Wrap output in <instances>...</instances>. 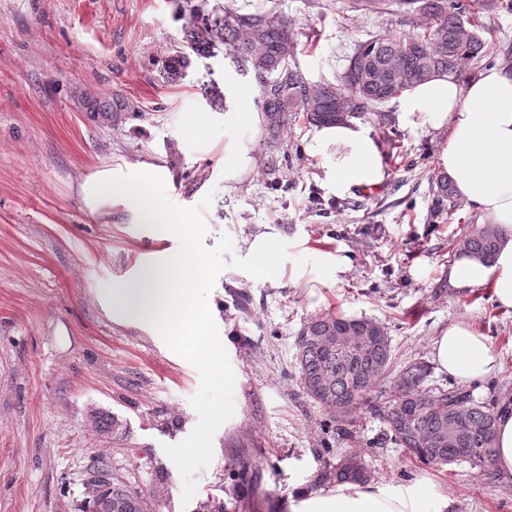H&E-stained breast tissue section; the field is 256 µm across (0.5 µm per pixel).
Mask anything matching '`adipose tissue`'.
Instances as JSON below:
<instances>
[{"label": "adipose tissue", "instance_id": "1", "mask_svg": "<svg viewBox=\"0 0 512 512\" xmlns=\"http://www.w3.org/2000/svg\"><path fill=\"white\" fill-rule=\"evenodd\" d=\"M399 113L411 127L447 131L439 165L451 177L456 198L498 237L492 259L459 252L448 266L449 287L488 289L501 309L512 310V69L495 67L466 80L435 75L403 94ZM264 125V114L257 110L225 113V187L256 171L250 143ZM309 136V154L322 183L336 196L376 188L388 179L382 145L368 123L350 118L317 125ZM165 173V167L150 163L131 164L123 172L108 166L82 176L78 193L90 212L108 215L118 203L134 223L153 225L166 235L189 217L150 200L151 185ZM245 245L256 274L270 273L295 287H332L348 269L341 251L314 250L303 239L294 242L292 254L276 257L277 236L271 231L254 234ZM432 350L438 371L462 384L482 381L500 367L489 337L465 322L441 331ZM448 506L447 496L424 482L391 487L343 482L325 491L300 492L289 503L290 512H446Z\"/></svg>", "mask_w": 512, "mask_h": 512}]
</instances>
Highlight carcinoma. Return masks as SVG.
<instances>
[{
  "label": "carcinoma",
  "instance_id": "1",
  "mask_svg": "<svg viewBox=\"0 0 512 512\" xmlns=\"http://www.w3.org/2000/svg\"><path fill=\"white\" fill-rule=\"evenodd\" d=\"M202 4L190 9L182 28V49L171 57L164 72L169 82L187 76L190 56L213 57L219 50L244 69L253 72L261 87V102L271 144H276L288 125V114L302 115L309 124L342 121L336 112V97L345 94L355 116L403 95L414 85L438 73H462L467 62L493 61L492 47L481 35L479 21L485 3L469 0H400L407 10L427 20L407 36L377 34L358 43L338 83H324L315 90L295 65L298 42L288 17L269 10L245 16L218 4L208 10ZM498 239L491 232L467 236L459 249L492 257ZM354 318L322 314L306 324L307 335L297 336L296 361L305 394L324 407L331 417L336 410L350 413L384 379L392 364L389 340L371 346L358 360H349L326 347L321 338L354 336ZM427 377L415 363L403 372L390 399L381 408L391 437L419 463L448 465L468 462L481 465L493 456L496 415L492 403H478L457 387H435L421 393ZM101 432L119 431L118 417L102 412L93 416ZM441 435L437 447L423 441L426 435ZM103 475L107 481L84 496V512H146L144 498L115 482L104 465H94L88 476ZM321 479L365 483L368 471L345 458Z\"/></svg>",
  "mask_w": 512,
  "mask_h": 512
}]
</instances>
